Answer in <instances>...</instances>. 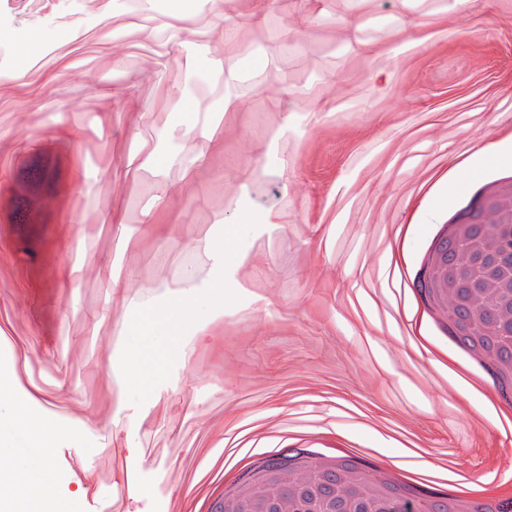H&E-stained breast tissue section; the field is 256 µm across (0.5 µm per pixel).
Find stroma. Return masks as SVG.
Wrapping results in <instances>:
<instances>
[{
    "mask_svg": "<svg viewBox=\"0 0 512 512\" xmlns=\"http://www.w3.org/2000/svg\"><path fill=\"white\" fill-rule=\"evenodd\" d=\"M41 12V49L0 81V470L60 512H194L227 438L325 427L405 437L482 469L512 437L430 355L400 357L399 225L431 237L422 185L512 131L507 0H123ZM370 43L355 53L350 38ZM257 74L246 111L231 82ZM42 221H20L36 160ZM199 250L182 289L172 264ZM77 269L69 277V269ZM192 326L163 311L182 298ZM152 336L161 355L141 369ZM27 397L54 438L36 466L9 424Z\"/></svg>",
    "mask_w": 512,
    "mask_h": 512,
    "instance_id": "1",
    "label": "stroma"
}]
</instances>
